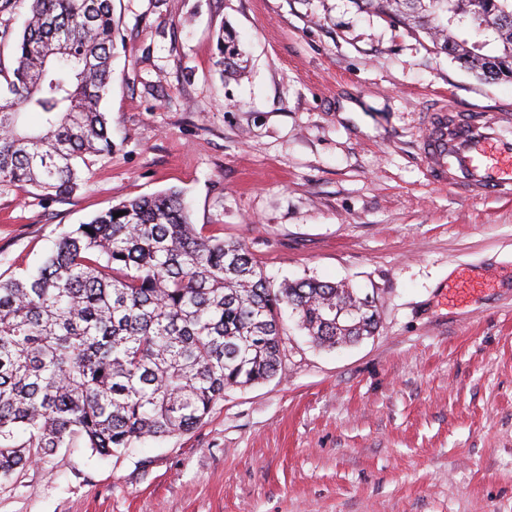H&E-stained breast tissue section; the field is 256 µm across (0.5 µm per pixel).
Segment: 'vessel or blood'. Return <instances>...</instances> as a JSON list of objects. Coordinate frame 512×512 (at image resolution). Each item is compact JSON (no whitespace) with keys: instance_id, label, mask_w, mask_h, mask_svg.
I'll return each instance as SVG.
<instances>
[{"instance_id":"1","label":"vessel or blood","mask_w":512,"mask_h":512,"mask_svg":"<svg viewBox=\"0 0 512 512\" xmlns=\"http://www.w3.org/2000/svg\"><path fill=\"white\" fill-rule=\"evenodd\" d=\"M418 149L434 181L472 198H512V109H463L439 94Z\"/></svg>"}]
</instances>
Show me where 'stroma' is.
Returning <instances> with one entry per match:
<instances>
[{
  "label": "stroma",
  "mask_w": 512,
  "mask_h": 512,
  "mask_svg": "<svg viewBox=\"0 0 512 512\" xmlns=\"http://www.w3.org/2000/svg\"><path fill=\"white\" fill-rule=\"evenodd\" d=\"M112 152L67 201L0 185V278L73 225L184 192L205 234L273 282H342L379 330L335 350L283 319L282 366L192 432L99 458L64 448L0 480V512H512V200L417 156L437 93L512 105L353 0H112ZM245 52L227 78L219 39ZM495 280L444 296L459 268Z\"/></svg>",
  "instance_id": "obj_1"
}]
</instances>
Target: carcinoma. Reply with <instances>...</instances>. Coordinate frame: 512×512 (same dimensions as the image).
Wrapping results in <instances>:
<instances>
[{"label":"carcinoma","instance_id":"obj_1","mask_svg":"<svg viewBox=\"0 0 512 512\" xmlns=\"http://www.w3.org/2000/svg\"><path fill=\"white\" fill-rule=\"evenodd\" d=\"M26 2L0 88V184L66 201L88 157L112 153V0ZM355 3L487 82L512 81V0ZM284 306L324 348L378 326L342 284L273 287L245 243L190 222L177 190L76 225L35 273L0 280V478L61 448L111 456L196 429L225 391L278 374Z\"/></svg>","mask_w":512,"mask_h":512}]
</instances>
